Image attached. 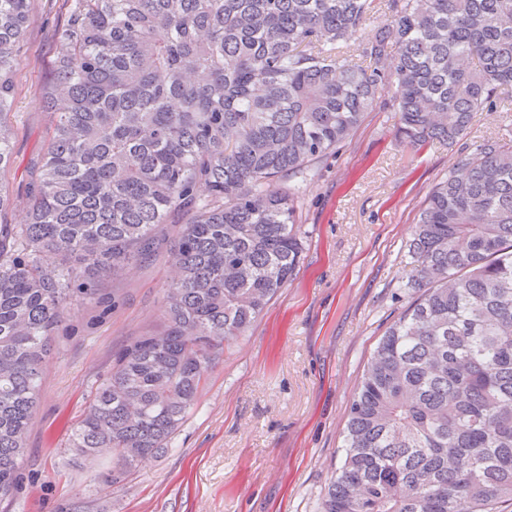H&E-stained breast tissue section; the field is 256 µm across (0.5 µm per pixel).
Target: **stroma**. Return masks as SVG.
<instances>
[{
    "label": "stroma",
    "instance_id": "obj_1",
    "mask_svg": "<svg viewBox=\"0 0 512 512\" xmlns=\"http://www.w3.org/2000/svg\"><path fill=\"white\" fill-rule=\"evenodd\" d=\"M63 0H31L0 123L10 163L0 193L23 223L30 167L50 137L43 90L56 74ZM377 104L298 198L304 252L292 278L244 335L224 346L168 447L120 482L116 461L89 462L68 442L97 386L136 337L163 324L166 259L129 264L101 283L97 304L68 307L52 338L27 437L21 488L0 512H318L343 457L349 406L387 328L415 299L405 257L433 186L484 139L512 127V97L475 113L456 145L419 150L395 139Z\"/></svg>",
    "mask_w": 512,
    "mask_h": 512
}]
</instances>
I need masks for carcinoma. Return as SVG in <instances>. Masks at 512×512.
Returning <instances> with one entry per match:
<instances>
[{
  "label": "carcinoma",
  "mask_w": 512,
  "mask_h": 512,
  "mask_svg": "<svg viewBox=\"0 0 512 512\" xmlns=\"http://www.w3.org/2000/svg\"><path fill=\"white\" fill-rule=\"evenodd\" d=\"M66 2L25 223L0 193V501L68 304L142 256L175 268L163 330L116 358L69 440L132 468L168 447L224 344L293 275L299 181L382 95L421 147L455 143L512 89V0H389L366 65L348 48L373 0ZM29 3L0 0V115ZM408 256L405 287L423 292L376 346L321 512L512 501V128L430 190Z\"/></svg>",
  "instance_id": "1"
}]
</instances>
